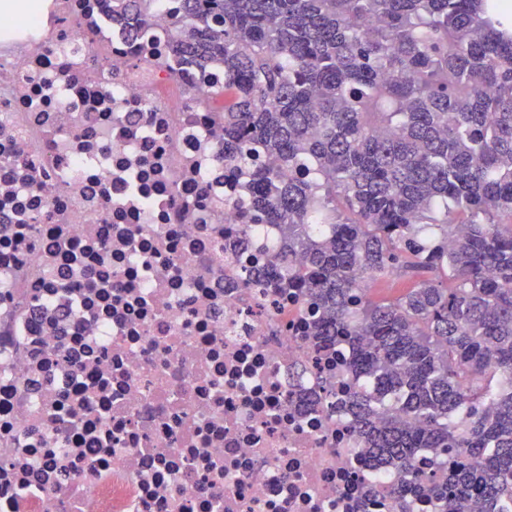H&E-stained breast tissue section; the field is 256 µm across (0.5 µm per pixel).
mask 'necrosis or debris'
<instances>
[{"label":"necrosis or debris","mask_w":512,"mask_h":512,"mask_svg":"<svg viewBox=\"0 0 512 512\" xmlns=\"http://www.w3.org/2000/svg\"><path fill=\"white\" fill-rule=\"evenodd\" d=\"M181 7L136 37L104 0L0 16V512H397L350 338L247 283L278 231L170 54Z\"/></svg>","instance_id":"4bbe7bcc"}]
</instances>
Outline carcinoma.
<instances>
[{
  "instance_id": "1",
  "label": "carcinoma",
  "mask_w": 512,
  "mask_h": 512,
  "mask_svg": "<svg viewBox=\"0 0 512 512\" xmlns=\"http://www.w3.org/2000/svg\"><path fill=\"white\" fill-rule=\"evenodd\" d=\"M138 32L155 0H106ZM170 51L205 71L250 219L280 232L255 288L348 336V399L378 464L442 512L512 504V11L495 0H182ZM272 156L277 167L259 162ZM288 177H283V171ZM417 277L394 299L368 285ZM420 448L462 449L448 482Z\"/></svg>"
}]
</instances>
